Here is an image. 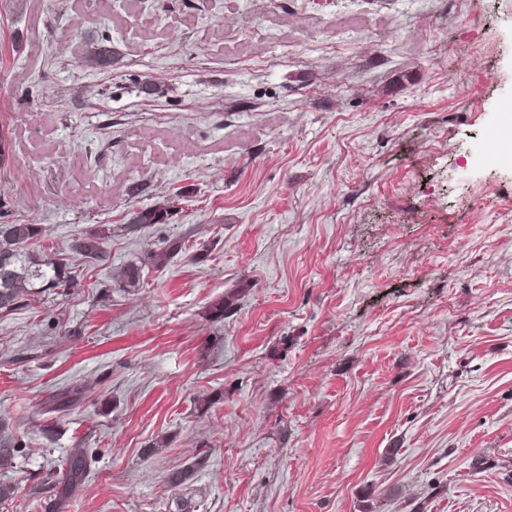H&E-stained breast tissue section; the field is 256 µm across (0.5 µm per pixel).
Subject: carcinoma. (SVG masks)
<instances>
[{"mask_svg": "<svg viewBox=\"0 0 512 512\" xmlns=\"http://www.w3.org/2000/svg\"><path fill=\"white\" fill-rule=\"evenodd\" d=\"M115 61V53L104 38L87 50L82 65L98 74H109ZM176 209V196L160 205L141 207L133 212L130 229L136 231L156 224H167ZM46 227L41 224H0V311L7 312L38 288H77L79 280L70 271L69 263L36 253L29 246L42 239ZM103 230L96 229L76 241L72 251L88 259L102 258ZM168 260L166 252L153 251L148 262H130L121 274L125 286L135 288L144 280L146 264L162 266ZM80 387H72L66 394L53 397L48 412L59 413L79 402ZM89 458L85 450L70 453L66 466L58 474V498L46 508V512H60L59 504L80 487L87 476Z\"/></svg>", "mask_w": 512, "mask_h": 512, "instance_id": "cac0c4a2", "label": "carcinoma"}]
</instances>
